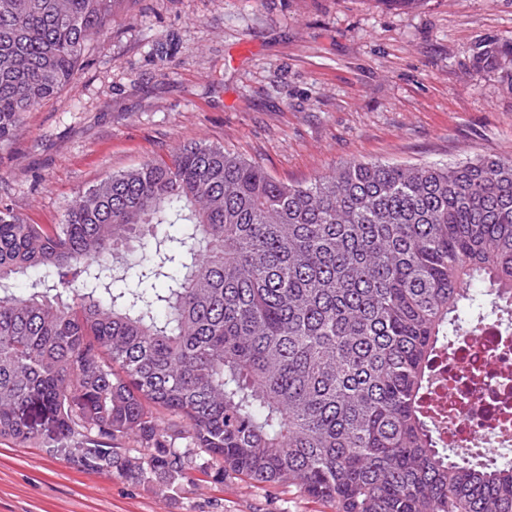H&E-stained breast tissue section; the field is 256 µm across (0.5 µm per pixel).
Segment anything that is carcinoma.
<instances>
[{"label":"carcinoma","instance_id":"obj_1","mask_svg":"<svg viewBox=\"0 0 512 512\" xmlns=\"http://www.w3.org/2000/svg\"><path fill=\"white\" fill-rule=\"evenodd\" d=\"M115 2L0 0V143L74 80ZM132 242L136 283L116 288ZM503 307L511 156L293 185L184 145L61 224L0 209V438L166 487L202 453L216 481H286L334 512H512V467L449 458L423 406L448 337Z\"/></svg>","mask_w":512,"mask_h":512}]
</instances>
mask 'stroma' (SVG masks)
<instances>
[{
    "label": "stroma",
    "mask_w": 512,
    "mask_h": 512,
    "mask_svg": "<svg viewBox=\"0 0 512 512\" xmlns=\"http://www.w3.org/2000/svg\"><path fill=\"white\" fill-rule=\"evenodd\" d=\"M188 143L290 184L352 160L512 156V0H118L75 80L0 144V208L62 223L78 192ZM0 512L332 510L285 484L192 469L168 489L0 439Z\"/></svg>",
    "instance_id": "obj_1"
}]
</instances>
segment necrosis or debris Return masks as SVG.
I'll use <instances>...</instances> for the list:
<instances>
[{
	"label": "necrosis or debris",
	"mask_w": 512,
	"mask_h": 512,
	"mask_svg": "<svg viewBox=\"0 0 512 512\" xmlns=\"http://www.w3.org/2000/svg\"><path fill=\"white\" fill-rule=\"evenodd\" d=\"M428 400L442 447H512V325L492 320L437 360Z\"/></svg>",
	"instance_id": "obj_1"
}]
</instances>
